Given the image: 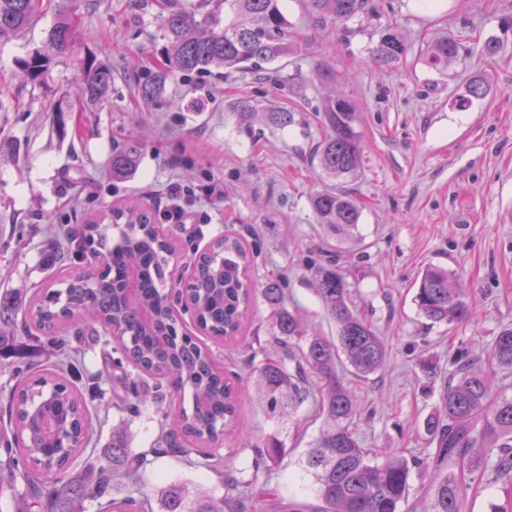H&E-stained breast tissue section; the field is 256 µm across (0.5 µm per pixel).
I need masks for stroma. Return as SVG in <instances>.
I'll use <instances>...</instances> for the list:
<instances>
[{
	"mask_svg": "<svg viewBox=\"0 0 512 512\" xmlns=\"http://www.w3.org/2000/svg\"><path fill=\"white\" fill-rule=\"evenodd\" d=\"M173 1L201 14L209 9L207 0H91L70 59L54 65L42 85L18 79V61L45 39L55 20L53 0H43L22 38L0 44V141L13 152L0 158V292L35 297L48 283L65 288L88 269L86 257L59 263L48 244L56 226L135 204L152 213L170 183L194 187L215 175L224 181L223 200L201 202L192 224L161 227L177 249L166 283L187 278L194 253L232 235L252 258L248 276L255 286L279 281L308 328L332 338L336 326L312 288V267L335 260L359 314L387 348L377 373L349 380L360 403L352 428L375 461L392 450L425 456L431 450L425 423L441 406L458 348L481 353L512 327V0H369L367 13L341 24L318 23L305 0H287L299 49L276 62L278 77L264 69L188 80L175 73L147 103L138 80L166 65L160 24ZM389 27L408 51L397 65L378 67L370 51ZM443 36L460 40L467 52L438 71L421 51ZM489 39L499 45L491 58L482 52ZM90 54L112 68V87L95 105L84 103L76 68ZM320 63L335 82L316 79ZM476 73L487 96L457 108ZM335 90L354 102L362 143L359 173L342 185L362 207L357 239L341 245L317 223L311 205L330 185L310 149L325 135L318 110ZM243 98L287 109L293 121L284 129L240 125L233 110ZM60 103L70 108L61 132L52 127ZM127 138L139 142L141 162L129 178L116 180L112 143ZM431 264L460 276L469 290V321L434 325L419 314L415 288ZM182 324L228 377L240 379L241 429L228 432L223 445L239 451L228 466H249L255 446L275 428L251 386L248 361L251 347L269 337V310L253 300L237 338L224 342L196 330L190 315ZM50 359L34 340L0 356V426L8 423L15 366ZM93 406L95 440L73 470L111 447L113 428L126 429L136 452L156 440V404L141 406L131 419L108 390ZM319 430L311 422L288 437L289 455L271 466L270 481L284 498H310L313 480L299 460ZM140 480H190L224 493L217 474L170 456L148 465Z\"/></svg>",
	"mask_w": 512,
	"mask_h": 512,
	"instance_id": "obj_1",
	"label": "stroma"
}]
</instances>
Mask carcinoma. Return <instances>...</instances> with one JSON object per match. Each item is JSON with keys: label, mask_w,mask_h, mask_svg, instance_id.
<instances>
[{"label": "carcinoma", "mask_w": 512, "mask_h": 512, "mask_svg": "<svg viewBox=\"0 0 512 512\" xmlns=\"http://www.w3.org/2000/svg\"><path fill=\"white\" fill-rule=\"evenodd\" d=\"M313 15L345 23L366 11L367 0H306ZM203 19L181 7H171L162 18L170 70L186 78L222 69L226 74L278 62L294 53L297 42L288 31L282 0H216ZM86 0H57L55 23L40 47L31 49L19 66L32 84H43L51 65L72 51L75 18ZM42 0H0V43L26 31L37 19ZM461 44L443 39L427 47V63L446 68L460 57ZM406 54V46L388 31L371 52L379 67H393ZM82 93L96 104L107 95L112 69L96 57L80 62ZM166 73L150 71L138 84L140 97L153 99L165 83ZM487 94L481 77L469 80L467 94L457 100L464 108ZM239 119L247 124L264 121L279 128L291 123V113L262 108L247 99L237 104ZM326 135L314 148L313 158L330 178L356 174L361 158L357 113L348 96L325 97L320 109ZM140 149L136 141L112 143V177L123 179L136 169ZM317 223L340 236L357 228L361 210L353 197L340 189L322 192L312 200ZM77 243L84 253L97 243L105 271L97 286L80 279L65 292L48 291L37 304L21 293L0 296V352L18 341V332L31 328L48 334L54 347V369L30 375L31 366L16 371V387L8 397L10 430L0 433V492L14 491L13 512H83L85 501L105 500L108 512H401L411 490L413 471L431 473L418 492L424 512H460L475 482L491 473L493 481L512 492V384H494L502 374L512 376V327L494 336L486 356L462 349L452 360L455 370L442 396L443 409L426 421L432 459L406 458L394 451L381 463L369 458L352 421L358 401L337 372L346 362L352 373L365 379L386 360V347L371 325L354 309L349 285L337 268L314 270L316 293L327 315L336 323V340L308 331L295 310L288 309L284 289L270 280L261 296L270 310L272 343L277 356L259 348L252 353L254 385L265 413L298 430L306 419L297 417L304 405L311 417L322 419L319 436L302 460V468L315 480L311 500L285 502L265 474L268 463L288 456L282 432L269 434L255 447L252 469L235 473L216 454L205 449L223 440L224 432L239 420V390L224 376L211 354L194 339L178 334L171 296L163 289L164 266L172 245L159 236L151 219L137 206L113 210L107 218L87 220L64 229L59 241L61 259L66 246ZM200 277L180 291L201 328L217 337L234 336L248 307L252 288L246 278L248 257L240 243L219 237L211 248L195 257ZM419 313L434 324H458L470 317L468 289L448 270L429 265L414 295ZM98 314L111 332L113 350L127 363L146 372L153 383L126 375L122 379L126 413L135 418L145 398L161 405L176 393L189 390L192 407L163 413L158 436L148 450L134 453L127 438L112 433V447L104 461L87 466L76 476L69 463L93 442L88 401L99 393L100 381L87 386L89 399L67 383L81 377L83 337L55 336L73 325L69 308ZM174 456L189 468H207L219 474L224 495L217 497L195 485L161 484L153 491L141 488L123 494L124 482H138L139 473L152 459Z\"/></svg>", "instance_id": "1"}]
</instances>
